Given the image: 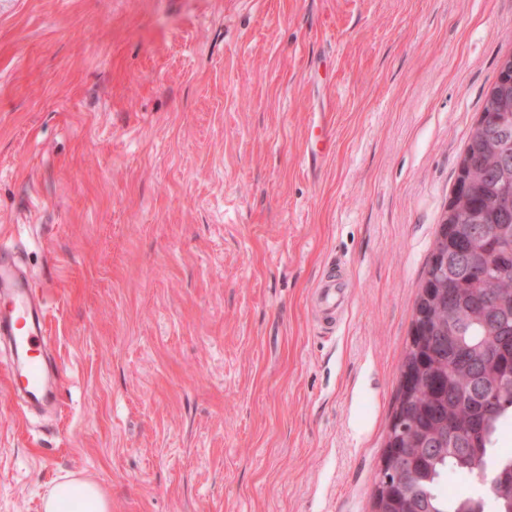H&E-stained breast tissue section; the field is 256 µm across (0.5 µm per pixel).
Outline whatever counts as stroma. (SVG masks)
<instances>
[{"instance_id":"stroma-1","label":"stroma","mask_w":512,"mask_h":512,"mask_svg":"<svg viewBox=\"0 0 512 512\" xmlns=\"http://www.w3.org/2000/svg\"><path fill=\"white\" fill-rule=\"evenodd\" d=\"M509 53L512 0H0V245L58 373L42 412L0 373V512L70 476L112 512H374ZM321 313L327 320L333 321L336 315V276L324 277L321 283Z\"/></svg>"}]
</instances>
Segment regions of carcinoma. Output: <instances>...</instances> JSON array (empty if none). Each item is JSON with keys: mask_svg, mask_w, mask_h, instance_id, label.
I'll return each instance as SVG.
<instances>
[{"mask_svg": "<svg viewBox=\"0 0 512 512\" xmlns=\"http://www.w3.org/2000/svg\"><path fill=\"white\" fill-rule=\"evenodd\" d=\"M496 94L484 114L490 129L470 135L465 147L471 162V190L458 208L475 224H489L505 266L494 283L469 271V260L458 257L464 228L433 243V252L448 253L455 274L448 277L452 304L427 308L429 345L421 352L420 368L407 394V437L401 452L414 459L415 488L411 502L399 507L413 512H505L512 488L494 495L474 492L443 495L438 486L450 471L472 475L474 462L493 456L512 461L499 450L500 431L512 419V156L503 143L512 142V125L500 122L512 112V79L498 77Z\"/></svg>", "mask_w": 512, "mask_h": 512, "instance_id": "carcinoma-1", "label": "carcinoma"}]
</instances>
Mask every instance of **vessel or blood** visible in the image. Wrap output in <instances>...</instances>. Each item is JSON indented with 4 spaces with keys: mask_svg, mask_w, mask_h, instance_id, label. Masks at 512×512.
Here are the masks:
<instances>
[{
    "mask_svg": "<svg viewBox=\"0 0 512 512\" xmlns=\"http://www.w3.org/2000/svg\"><path fill=\"white\" fill-rule=\"evenodd\" d=\"M321 312L325 319L336 315V278L321 283ZM0 339L15 356L8 366L14 393L25 404L43 408L54 405V375L41 359L50 347L45 326V307L36 289L19 273L15 260L0 258Z\"/></svg>",
    "mask_w": 512,
    "mask_h": 512,
    "instance_id": "1",
    "label": "vessel or blood"
}]
</instances>
